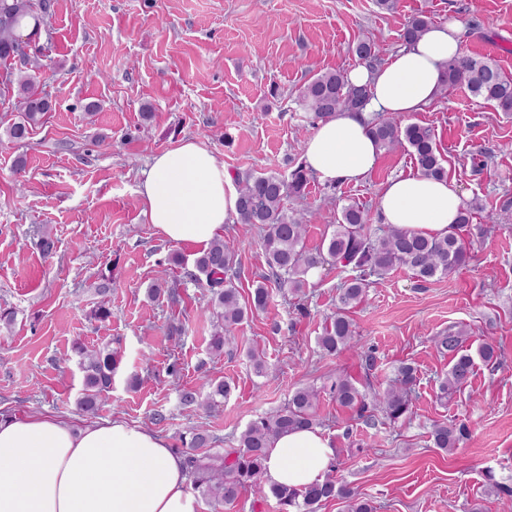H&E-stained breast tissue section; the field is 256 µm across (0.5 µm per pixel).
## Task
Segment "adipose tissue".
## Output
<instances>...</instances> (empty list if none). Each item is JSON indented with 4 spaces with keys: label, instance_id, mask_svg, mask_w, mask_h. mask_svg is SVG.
Listing matches in <instances>:
<instances>
[{
    "label": "adipose tissue",
    "instance_id": "1",
    "mask_svg": "<svg viewBox=\"0 0 512 512\" xmlns=\"http://www.w3.org/2000/svg\"><path fill=\"white\" fill-rule=\"evenodd\" d=\"M464 33L459 20L433 25L378 69L351 68L349 81L369 87V103L319 124L305 167L323 183L364 180L380 153L373 113L406 115L433 102L445 64L463 53ZM139 193L162 237L202 250L237 215L235 176L193 140L156 154ZM462 207L454 180L419 172L391 179L379 199L384 223L427 236L447 235ZM332 455L321 430L289 432L268 448L265 479L296 488L323 480ZM0 512H203V505L188 489L182 457L157 433L120 419L77 425L39 414L0 419Z\"/></svg>",
    "mask_w": 512,
    "mask_h": 512
}]
</instances>
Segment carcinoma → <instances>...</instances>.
<instances>
[{"label":"carcinoma","mask_w":512,"mask_h":512,"mask_svg":"<svg viewBox=\"0 0 512 512\" xmlns=\"http://www.w3.org/2000/svg\"><path fill=\"white\" fill-rule=\"evenodd\" d=\"M53 9L54 0H0V63L5 66L0 75L1 105H11L13 63L25 67L19 80L20 115L6 127V133L13 141L26 139L52 109L36 76L41 68V57L51 50V41L39 47L38 53L28 54L17 45L16 35L26 26L31 27L28 33L31 38L43 29L49 30ZM429 26L431 19L422 12L405 25L400 38L405 44H412ZM351 53L369 69L382 62L379 46L371 37L353 44ZM456 87L466 88L473 98L491 104L498 112L512 113V74L502 71L490 59L461 55L450 60L446 65L443 90ZM369 100L367 87L350 84L346 74L336 70L317 74L298 93V102L314 125L339 112L360 110ZM371 133L379 149L389 152L407 148L421 173L437 179L446 177L431 127L404 124L396 116L379 113L373 119ZM310 179L311 174L301 164L287 175L245 172L238 176L237 220L261 228L269 273L264 282L254 288L250 304L241 305L234 284L238 277L236 256L239 246L222 238L215 239L194 260V267L185 271L186 280L204 286L210 292L206 311L213 323L212 353L220 355L224 352L225 335L243 322L248 311L266 308L271 299L267 284L287 288L294 294L306 287L305 276L318 264V258L306 252V225L296 215L288 213L287 202L291 197L304 196ZM323 247L334 263L349 266L357 272L355 277L342 284L340 307L331 318L330 326L318 338L320 349L328 355L351 346L355 331L347 309L363 300L366 288L372 284L371 278L381 279L392 270L405 267L417 278L429 280L448 274L468 259L464 243L454 232L431 237L391 227L378 235L372 232L367 211L357 205L343 207L340 222L324 238ZM110 292L107 284L97 288L101 300L94 310L95 318L105 320L110 316L107 300ZM463 342V332L451 328L447 335L438 339L440 353L452 355L448 375L439 384L440 397L444 399L448 398V392L461 389L473 373L474 360L463 352ZM76 350L84 372V393L79 405L84 412L94 414L101 405L102 395L112 389L120 356L108 348L89 350L78 345ZM415 381L414 369L405 365L399 368L395 380L374 391L369 400L346 378L333 382L330 393L338 404L357 410L366 424L374 426L378 412L393 423L409 417L410 394ZM208 386L209 392L203 400L197 390H183L182 403L209 405L232 392L231 385L222 380H210ZM317 400L315 388H297L287 405L252 421L241 433L238 446L223 452L208 448L206 431L193 433L189 450L182 452L192 490L210 498L217 506L235 503L241 490L251 485L260 493L270 492L279 512H319L325 502L336 498L346 503L347 512H375L369 499L330 472L322 481L304 489L267 485L264 460L271 441L294 430L316 427ZM466 434L463 425L438 423L432 429L434 445L445 451L457 448Z\"/></svg>","instance_id":"obj_1"}]
</instances>
